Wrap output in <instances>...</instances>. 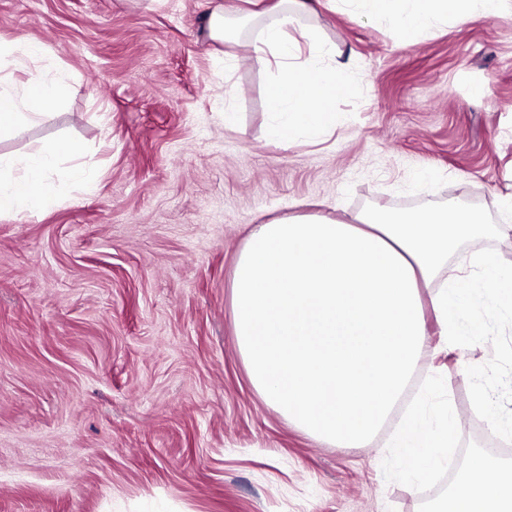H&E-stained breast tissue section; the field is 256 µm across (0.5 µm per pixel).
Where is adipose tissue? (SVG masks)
I'll return each mask as SVG.
<instances>
[{
  "label": "adipose tissue",
  "instance_id": "adipose-tissue-1",
  "mask_svg": "<svg viewBox=\"0 0 512 512\" xmlns=\"http://www.w3.org/2000/svg\"><path fill=\"white\" fill-rule=\"evenodd\" d=\"M320 0H277L252 41V58L275 68L266 88L271 141L318 142L337 122L336 102L354 94L346 64L315 36L299 41L297 17ZM337 10L392 25L407 46L473 14L496 16L504 0H333ZM60 79L31 74L21 93L0 82V133L42 120L61 99ZM77 147L58 143L23 160L0 155V214L58 203L50 173ZM470 211L447 207L376 213L356 223L297 214L256 225L231 279L235 331L255 385L283 415L319 439L361 443L389 414L419 354V296L432 300L448 342L458 334L456 299L465 278L443 260L476 230Z\"/></svg>",
  "mask_w": 512,
  "mask_h": 512
}]
</instances>
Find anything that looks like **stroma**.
Listing matches in <instances>:
<instances>
[{
    "label": "stroma",
    "mask_w": 512,
    "mask_h": 512,
    "mask_svg": "<svg viewBox=\"0 0 512 512\" xmlns=\"http://www.w3.org/2000/svg\"><path fill=\"white\" fill-rule=\"evenodd\" d=\"M224 2L0 0V78L25 82L12 49L37 43V68L67 85L0 153L80 148L51 174L60 205L0 216V512H419L423 493L386 482L382 460L432 374L464 441L512 447V311L473 294L512 289V0L409 47L326 2L301 15L357 92L321 143L285 146L267 139L272 74L249 38L227 63L206 37ZM453 204L482 230L446 266L494 265L458 296L455 344L422 289L403 397L362 443L318 440L265 399L240 352L230 283L245 240L289 215Z\"/></svg>",
    "instance_id": "1"
}]
</instances>
